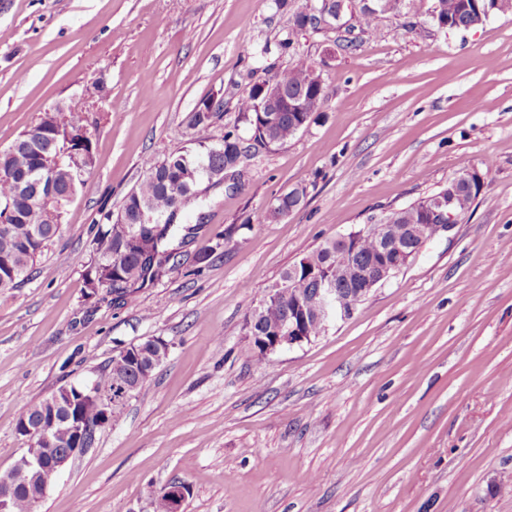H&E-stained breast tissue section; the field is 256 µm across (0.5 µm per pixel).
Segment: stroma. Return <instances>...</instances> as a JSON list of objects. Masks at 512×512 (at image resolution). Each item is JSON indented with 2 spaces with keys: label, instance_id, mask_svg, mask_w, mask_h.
I'll list each match as a JSON object with an SVG mask.
<instances>
[{
  "label": "stroma",
  "instance_id": "1",
  "mask_svg": "<svg viewBox=\"0 0 512 512\" xmlns=\"http://www.w3.org/2000/svg\"><path fill=\"white\" fill-rule=\"evenodd\" d=\"M365 3L300 29L317 0H0V152L77 98L96 158L31 279L0 293V473L27 448L26 405L130 344L169 345L37 512H153L172 483L182 512H512V14L451 32L385 12L369 35ZM301 62L321 66L323 117L190 206L204 229L188 259L136 303L88 301L102 202L120 210L147 162L215 138L184 123L204 97L248 136L244 91ZM488 160L452 234L350 318L253 364L244 319L286 268ZM299 183L304 204L271 218Z\"/></svg>",
  "mask_w": 512,
  "mask_h": 512
}]
</instances>
